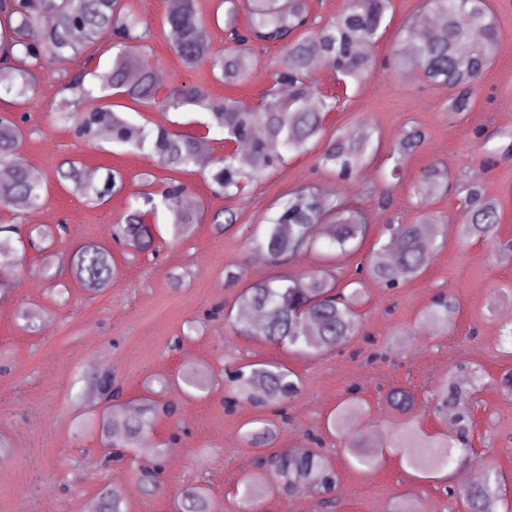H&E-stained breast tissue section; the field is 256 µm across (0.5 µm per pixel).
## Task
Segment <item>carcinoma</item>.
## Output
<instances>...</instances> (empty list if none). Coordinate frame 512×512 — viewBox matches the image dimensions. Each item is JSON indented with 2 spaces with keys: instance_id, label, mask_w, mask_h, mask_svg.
<instances>
[{
  "instance_id": "obj_1",
  "label": "carcinoma",
  "mask_w": 512,
  "mask_h": 512,
  "mask_svg": "<svg viewBox=\"0 0 512 512\" xmlns=\"http://www.w3.org/2000/svg\"><path fill=\"white\" fill-rule=\"evenodd\" d=\"M390 0H348L346 8L330 22L317 26L309 21L307 0H216L215 10H224L225 46L214 48L211 23L199 10L197 0H181L174 11L163 16L173 51L188 68L205 66L214 79L227 84L240 83L251 76L253 44L280 46V70L273 78L260 105L248 107L231 97H216L205 84L172 87L161 78L152 64L151 30L144 25L130 0H0V90L16 99H32L38 75L46 62L64 64L90 56L99 50L101 36L112 34V62L106 68L80 71L64 81L59 99L50 105L57 120L70 124L76 136L92 142L101 130L108 140L121 147L148 153L163 170L179 173L199 172L215 192L226 197L243 192L255 177L281 167L290 154H300L323 143L319 164L347 178L364 164L371 146V131L365 127L325 135L324 118L336 109V97L327 96L312 109V62L319 60L335 69L345 83L358 85L372 74V58L361 51L375 45L383 34ZM427 15L401 30L400 47L394 69H413L432 85L448 89V109L455 115L468 111L478 81L496 57L499 36L488 0H467L465 11L453 6V0H426ZM246 13L247 27L237 26L240 12ZM286 83L290 89L283 97L275 86ZM133 112H182L205 114V121L193 133L166 126L140 124L123 112L114 110L112 100ZM224 135L249 150L253 164L240 165L233 153L210 154L199 151V143L210 133ZM25 131L9 114L0 113V207L22 211L43 204L47 181L37 176L20 157ZM424 134L411 129L398 140L397 161L417 151ZM57 183L71 188L94 206H100L127 186L128 177L108 169L102 176L88 177L80 162L68 160L55 170ZM422 191L431 196L448 189L450 176L436 165L421 176ZM144 189L133 191L125 214L112 226L113 238L137 252L151 249L153 230L146 222L157 208L156 198L166 208L173 235L178 237L191 225L204 220L202 207L187 208L183 200L187 186L168 177L156 191H148L151 182L143 177ZM466 206L461 220L465 239H488L496 235L500 224V205L485 196L481 184L473 179L465 186ZM326 226L325 238L330 252L358 251L370 232L369 213L333 202L311 186L288 191L274 203L266 217L263 236L256 247L274 263L291 262L317 247L318 230ZM388 242L368 257L358 274L367 275L388 288L418 277L428 266L438 232L429 216L419 224H386ZM15 224L0 225V298L11 292L8 274L23 266L25 246L17 237ZM74 275L90 289L102 291L112 286V256L104 246L88 243L74 251L70 259ZM364 289L345 292L338 286L331 268L306 273L279 274L255 282L240 291L234 305L263 313L262 320L247 321L239 316L225 320L240 336H259L273 345H286L308 357L324 355L349 342L359 330L357 307L363 303ZM456 303L439 298L427 310V321L442 325L453 322ZM182 381L196 391L208 389L209 378L194 367L185 370ZM229 400L245 402L256 409L283 404L299 390V379L288 368L271 362L245 364L229 372ZM94 387L106 400L119 399L121 386L112 374L103 372L94 379ZM472 383L455 374L441 379L432 390V411L448 419L453 408L452 434L427 432L415 413L416 396L406 388L388 391L386 401L402 419L395 423V441L391 452L420 479H437L463 455L472 450L471 415L466 399ZM366 413L364 403L350 396L328 417L327 429L346 440V453L352 466L374 470L383 449L373 447L370 433L358 427ZM171 415L170 405L145 398L134 414L114 420L105 412L84 409L74 418V433L88 430L101 433L114 456L132 454L141 462L140 472L150 482L162 474L168 448L151 440L154 422ZM244 438L253 448H265L273 440L275 425L264 419L250 421ZM271 464L262 483L247 476L241 481L239 504L252 510L255 500L273 489L280 492L333 491L337 476L333 466L312 450L308 453L280 454L257 458L261 467ZM501 477L495 467L479 474L459 492L465 512H491L492 505L503 501ZM92 512H126L117 489L102 493ZM177 512H211L208 492L200 486L184 489L177 501Z\"/></svg>"
}]
</instances>
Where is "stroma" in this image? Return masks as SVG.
<instances>
[{"mask_svg": "<svg viewBox=\"0 0 512 512\" xmlns=\"http://www.w3.org/2000/svg\"><path fill=\"white\" fill-rule=\"evenodd\" d=\"M490 3L500 31L498 55L480 79L468 112L449 115L447 89L424 83L417 71H385L386 60L399 46L401 27L420 16L422 7L421 0H391L384 33L369 50L375 61L370 77L345 88L328 66L313 74V98L339 97L336 111L325 119L327 132L369 127L374 146L370 160L343 180L319 166L315 146L232 198L214 195L201 173L183 175L188 197L210 214L233 211L237 221L223 231L209 222L196 224L177 238L167 215L159 214L154 257L133 256L112 244L111 227L127 210V195L93 207L52 176L56 165L73 158L95 174L114 168L161 179L165 170L142 152L104 140L79 142L72 129L51 116L49 106L61 82L83 70L86 61L46 64L36 106L15 107L27 117L20 155L51 181L38 209L41 222L66 225L53 246L60 254L89 241L110 247L115 278L108 290L90 291L66 268L46 267L44 252L31 249L8 299L0 302V435L9 441L7 455L0 458V512H89L103 489L118 484L128 488L127 512H174L177 496L193 484L207 488L218 512H237V485L255 467L256 451L242 439L245 425L259 416L275 420L276 413L245 403L228 408L223 375L226 368L257 362L283 364L302 380L299 393L283 406L288 420L278 422L271 452L321 446L338 484L330 504L311 493L281 492L261 500L254 512H389L405 493L419 512H463L460 499L443 491L447 485L459 486L458 477L446 483L414 478L391 453L390 423L398 415L385 400L391 388L404 387L425 401L432 384L459 364L479 368L486 377L475 394V453L462 470L473 478L483 462L492 463L509 489L496 512H512V399L494 383L512 369V354L500 342L503 327L512 325V259L500 256L501 244L512 241V155L501 153L512 143V0ZM167 7L168 0L137 2L153 33L152 61L166 83H197L203 69L185 68L161 28ZM281 58L278 46L255 45L249 80L229 85L213 81L209 88L215 96L258 105ZM412 127L424 132L425 144L396 163V143ZM433 164L447 169L456 189L422 196L421 174ZM472 179L500 203L495 238L466 241L460 236L457 215L464 194L459 187ZM302 184L329 190L332 199L357 205L373 218L362 248L339 254L333 262L344 284L356 278L358 264L372 251L384 224H415L428 212L439 229L438 247L420 277L395 289L365 279L359 334L318 358L229 334L223 317L210 314L216 305L233 303L243 287L281 273V266L260 255L253 240L262 234L273 203ZM228 265L237 273L232 284L224 279ZM440 294L459 303L447 327L423 320ZM23 309L41 311L43 330L25 327L18 316ZM189 365L215 376L208 393L186 394L181 376ZM104 371L122 384L126 405L135 407L141 398L152 397L176 407L173 417L158 419L153 428L157 444L180 437L158 485L142 482L130 459H108L97 433L78 437L73 432L78 396ZM351 395L364 400L383 439L385 452L371 474L349 465L343 443L325 428L328 415Z\"/></svg>", "mask_w": 512, "mask_h": 512, "instance_id": "stroma-1", "label": "stroma"}]
</instances>
